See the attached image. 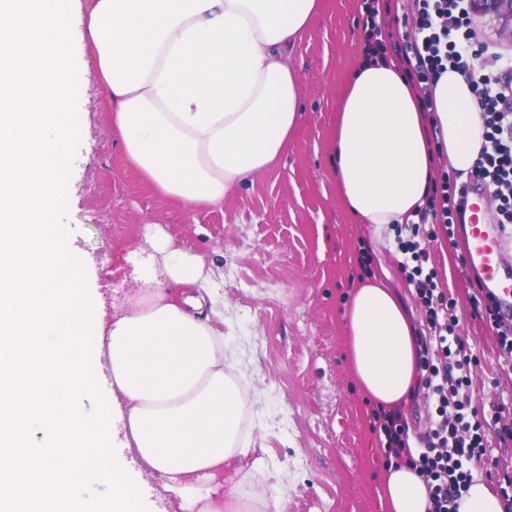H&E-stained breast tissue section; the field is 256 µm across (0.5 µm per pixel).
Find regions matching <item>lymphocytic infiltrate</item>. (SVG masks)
<instances>
[{
	"mask_svg": "<svg viewBox=\"0 0 512 512\" xmlns=\"http://www.w3.org/2000/svg\"><path fill=\"white\" fill-rule=\"evenodd\" d=\"M381 0H364L363 62L397 57L416 76L423 109H430L432 89L446 71L458 73L469 85L484 127V145L465 180L442 176L407 224L394 225L400 268L425 312L426 334L417 336L419 388L434 412L419 451H411L409 426L401 411L373 413V431L384 434L395 458L424 478L429 492L428 512H458L459 501L473 481L478 463L491 461L489 433L500 441L512 439V408L499 405L492 416L480 410L472 374L480 359L458 331L457 303L446 297L429 268L428 246L439 233L454 237L463 220L466 182H482L495 203L496 220L512 226V56L486 48L476 53L478 34L467 0H412L403 19L406 33L394 38L381 24ZM479 62H470V55Z\"/></svg>",
	"mask_w": 512,
	"mask_h": 512,
	"instance_id": "1",
	"label": "lymphocytic infiltrate"
}]
</instances>
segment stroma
I'll use <instances>...</instances> for the list:
<instances>
[{
    "instance_id": "1",
    "label": "stroma",
    "mask_w": 512,
    "mask_h": 512,
    "mask_svg": "<svg viewBox=\"0 0 512 512\" xmlns=\"http://www.w3.org/2000/svg\"><path fill=\"white\" fill-rule=\"evenodd\" d=\"M363 0H322L290 51L303 112L288 150L218 208L193 209L152 192L125 163L112 114L88 56L75 53L74 105L84 134L57 222L85 259L89 293L104 321L151 278L150 247L171 241L201 255L224 298V355L249 396L242 422L250 451L224 471L249 499L274 493L281 512H384L385 463L369 429L372 401L358 388L343 310L366 247L373 274L387 276L415 324L423 315L402 274L389 228L361 224L339 201L331 164L338 102L360 62ZM466 239L432 243L441 288L457 302L462 336L480 357L473 386L481 405L512 396V357L476 314V276Z\"/></svg>"
}]
</instances>
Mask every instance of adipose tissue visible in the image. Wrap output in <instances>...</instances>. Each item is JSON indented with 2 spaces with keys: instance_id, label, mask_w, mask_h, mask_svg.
<instances>
[{
  "instance_id": "obj_1",
  "label": "adipose tissue",
  "mask_w": 512,
  "mask_h": 512,
  "mask_svg": "<svg viewBox=\"0 0 512 512\" xmlns=\"http://www.w3.org/2000/svg\"><path fill=\"white\" fill-rule=\"evenodd\" d=\"M320 0H0V512H145L123 449L164 480L182 512H249L224 486L247 453L248 408L224 370L216 288L201 255L160 246L165 285L103 323L84 259L55 219L66 203L65 144L82 135L72 105L71 31L84 24L124 159L160 194L216 207L270 169L303 112L288 51ZM434 109L396 62L360 66L339 102L332 166L340 202L365 224H404L432 188L433 150L468 172L484 143L473 95L444 73ZM353 372L377 405L409 392L416 349L406 310L379 278L345 311ZM109 394L98 419L82 401ZM125 431L115 445V426ZM108 486L104 504L81 496ZM387 512H427L422 478L381 473Z\"/></svg>"
}]
</instances>
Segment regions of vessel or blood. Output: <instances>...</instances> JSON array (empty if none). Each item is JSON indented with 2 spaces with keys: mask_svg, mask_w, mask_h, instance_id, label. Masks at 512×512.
<instances>
[{
  "mask_svg": "<svg viewBox=\"0 0 512 512\" xmlns=\"http://www.w3.org/2000/svg\"><path fill=\"white\" fill-rule=\"evenodd\" d=\"M466 194V263L479 272L484 288L497 296L504 312L512 314V254L508 253L501 233L487 222L481 210L486 190L472 182L467 185Z\"/></svg>",
  "mask_w": 512,
  "mask_h": 512,
  "instance_id": "obj_1",
  "label": "vessel or blood"
}]
</instances>
